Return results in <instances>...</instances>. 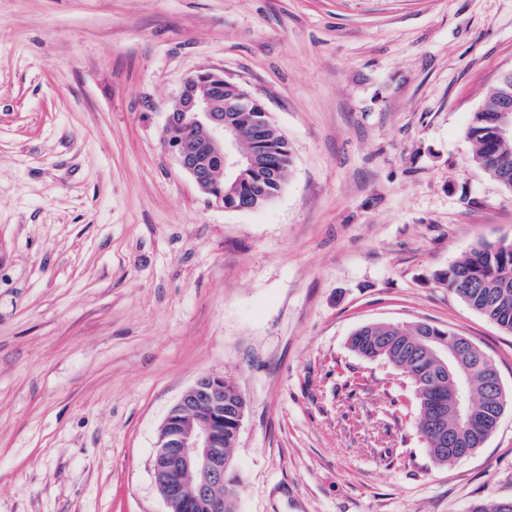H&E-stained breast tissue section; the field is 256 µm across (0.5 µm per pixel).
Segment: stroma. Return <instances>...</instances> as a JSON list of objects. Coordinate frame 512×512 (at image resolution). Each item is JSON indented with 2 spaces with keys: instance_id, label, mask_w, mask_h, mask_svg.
<instances>
[{
  "instance_id": "1",
  "label": "stroma",
  "mask_w": 512,
  "mask_h": 512,
  "mask_svg": "<svg viewBox=\"0 0 512 512\" xmlns=\"http://www.w3.org/2000/svg\"><path fill=\"white\" fill-rule=\"evenodd\" d=\"M512 68V0H0V512H166L158 429L204 375L246 400L235 512H472L512 499V334L435 278L512 241L472 113ZM265 104L294 164L210 201L162 128L184 79ZM429 322L507 405L435 464L398 372L348 346Z\"/></svg>"
}]
</instances>
